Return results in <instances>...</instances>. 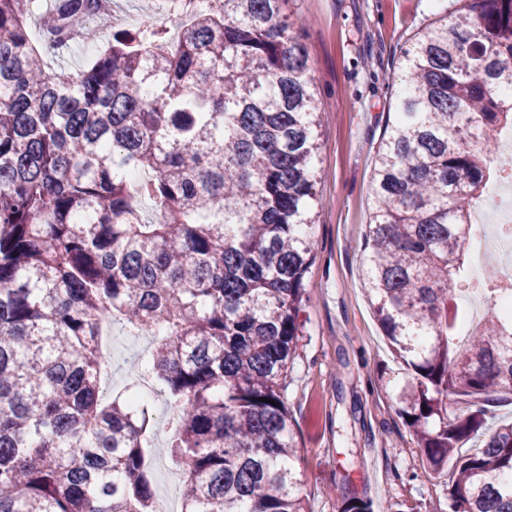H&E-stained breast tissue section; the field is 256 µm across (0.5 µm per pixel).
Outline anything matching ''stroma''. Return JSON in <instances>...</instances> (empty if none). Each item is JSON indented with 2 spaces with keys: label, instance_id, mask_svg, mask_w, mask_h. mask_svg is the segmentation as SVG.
<instances>
[{
  "label": "stroma",
  "instance_id": "35a3bbf8",
  "mask_svg": "<svg viewBox=\"0 0 512 512\" xmlns=\"http://www.w3.org/2000/svg\"><path fill=\"white\" fill-rule=\"evenodd\" d=\"M452 0H288L310 57L313 87L325 111L317 165L319 217L315 260L305 279L303 337L288 371L287 399L300 446L302 491L309 512H339L336 488L392 512H443V479L424 469L413 435L396 415L402 384L363 293L362 240L370 219L373 157L394 106L399 49L451 13ZM152 14L176 36L184 18L157 0H112L110 17L91 25L92 40L63 58L80 73L113 31ZM104 396L122 393L145 371L154 342L113 325Z\"/></svg>",
  "mask_w": 512,
  "mask_h": 512
}]
</instances>
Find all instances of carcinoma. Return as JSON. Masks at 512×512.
<instances>
[{"mask_svg":"<svg viewBox=\"0 0 512 512\" xmlns=\"http://www.w3.org/2000/svg\"><path fill=\"white\" fill-rule=\"evenodd\" d=\"M219 2L170 51L153 19L113 32L75 76L45 66L35 0H0V512H159L147 405L134 383L100 395L104 314L161 336L145 372L174 405L180 512H306L286 379L323 111L286 0ZM103 3L54 0L57 54ZM452 14L400 48L362 282L406 371L398 416L448 477V512H512V423L490 409L512 398V321L462 341L457 302L470 207L512 129V0Z\"/></svg>","mask_w":512,"mask_h":512,"instance_id":"carcinoma-1","label":"carcinoma"}]
</instances>
